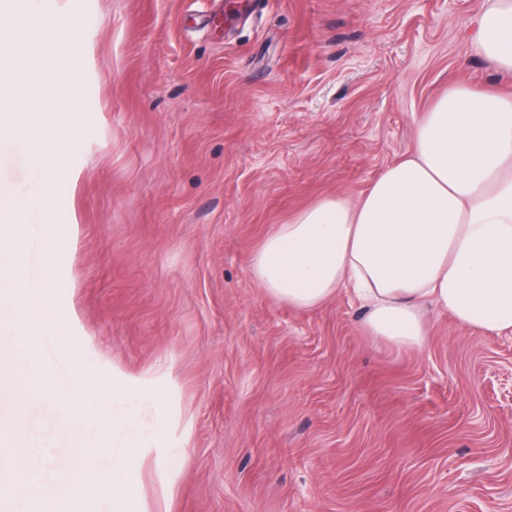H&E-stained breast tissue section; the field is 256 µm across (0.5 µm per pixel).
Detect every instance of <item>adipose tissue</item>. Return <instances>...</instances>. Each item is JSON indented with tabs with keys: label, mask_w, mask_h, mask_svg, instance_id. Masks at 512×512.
Returning a JSON list of instances; mask_svg holds the SVG:
<instances>
[{
	"label": "adipose tissue",
	"mask_w": 512,
	"mask_h": 512,
	"mask_svg": "<svg viewBox=\"0 0 512 512\" xmlns=\"http://www.w3.org/2000/svg\"><path fill=\"white\" fill-rule=\"evenodd\" d=\"M475 24L476 50L512 74V0H485ZM25 204L14 187L0 184V223L9 228L0 275L9 288L13 332L22 339L55 318L52 265H45L40 284L30 278L19 217ZM251 272L271 297L299 311L346 291L365 307L369 335L400 350L424 347L429 305L482 335L512 333V95L449 88L417 124L406 156L358 198L325 196L279 225L255 251ZM31 370L29 382L0 360V384L13 389L21 407L35 394L58 397L82 417L87 391L116 402L132 394L116 380L87 382L77 369L67 384H57L42 360ZM139 446L131 437L113 448L108 471L81 449L71 481L42 512H91L93 488L124 503Z\"/></svg>",
	"instance_id": "1"
}]
</instances>
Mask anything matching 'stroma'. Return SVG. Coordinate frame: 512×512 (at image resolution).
Returning <instances> with one entry per match:
<instances>
[{
    "label": "stroma",
    "instance_id": "1",
    "mask_svg": "<svg viewBox=\"0 0 512 512\" xmlns=\"http://www.w3.org/2000/svg\"><path fill=\"white\" fill-rule=\"evenodd\" d=\"M82 15L63 66L85 88L70 244L25 226L56 268L52 368L117 376L25 411L0 512L40 505L134 413L130 512H512V335L431 315L416 352L373 341L342 292L298 311L251 274L263 238L336 192L357 198L457 84L512 93L472 42L482 0H59Z\"/></svg>",
    "mask_w": 512,
    "mask_h": 512
}]
</instances>
